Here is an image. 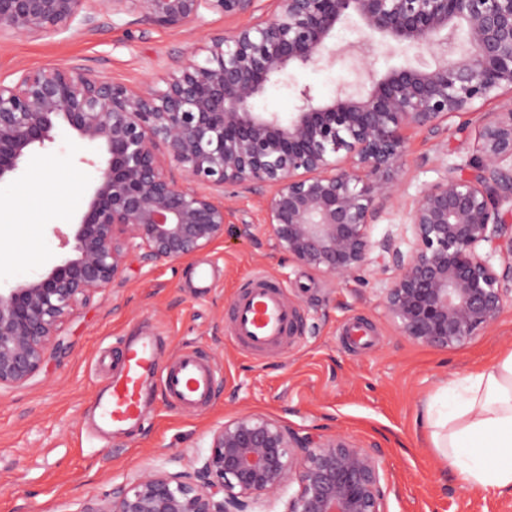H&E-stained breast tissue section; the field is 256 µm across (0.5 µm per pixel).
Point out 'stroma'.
<instances>
[{
	"label": "stroma",
	"instance_id": "1",
	"mask_svg": "<svg viewBox=\"0 0 512 512\" xmlns=\"http://www.w3.org/2000/svg\"><path fill=\"white\" fill-rule=\"evenodd\" d=\"M250 17L207 14L180 29H163L133 15L104 14L89 31L80 25L38 38L0 37V80L47 63L82 64L119 83L152 78L162 84L188 49L204 51L215 34L231 35ZM351 57L291 69L256 101L263 112L287 115L295 91L334 97L356 80ZM474 128L449 120L438 137L408 135L399 191L371 226V238H412L408 214L423 184L438 177L437 161L464 162ZM100 146L69 129L38 150L13 181L0 184V216L28 211L33 223L0 237V285L33 279L60 263L70 217L84 211L93 168L85 158ZM270 189L224 193L223 239L191 256L144 260L126 256L120 276L63 325L60 350L25 385L0 393V512H77L85 497L102 495L150 470L191 469L209 452L211 432L242 413L267 415L300 434L343 436L382 450L389 485L387 512H512V495L459 486L417 424L423 404L448 383L494 364L512 348V305L464 346L438 349L401 335L382 304L385 277L366 268L337 282L288 257L266 222ZM212 266V287H197L196 268ZM253 274L281 281L303 318L304 331L283 347L253 354L232 339L225 312ZM370 326V343H353L346 325ZM142 329L158 336L163 360L203 352L218 373L216 394L192 412L153 393L144 427L103 439L90 427L97 392L108 385L110 361L123 337Z\"/></svg>",
	"mask_w": 512,
	"mask_h": 512
}]
</instances>
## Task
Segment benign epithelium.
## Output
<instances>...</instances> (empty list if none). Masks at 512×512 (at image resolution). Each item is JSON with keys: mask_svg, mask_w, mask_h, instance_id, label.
Returning <instances> with one entry per match:
<instances>
[{"mask_svg": "<svg viewBox=\"0 0 512 512\" xmlns=\"http://www.w3.org/2000/svg\"><path fill=\"white\" fill-rule=\"evenodd\" d=\"M258 0H0V35L38 37L104 13L177 29L204 13L252 15ZM270 16L185 53L158 88L114 83L82 64L22 69L0 82V182L65 126L104 148L68 255L51 270L0 287V391L26 384L60 347L65 320L115 280L131 250L177 260L224 237L227 188L270 187L267 220L288 257L336 279L376 264L383 305L402 335L456 348L512 304V108L478 125L474 154L443 165L408 215V252L376 245L370 226L399 188L405 131L436 137L450 118L471 124L480 104L512 96V0H275ZM357 16L366 39L361 80L334 99L298 90L294 111L259 112L267 83L336 59L330 38ZM414 48L434 64L379 75L365 50ZM181 172L176 178L165 162ZM380 254L372 256L374 248ZM500 258L499 274L492 259ZM379 448L301 435L247 413L211 434L193 471L145 472L76 512H386Z\"/></svg>", "mask_w": 512, "mask_h": 512, "instance_id": "7a95c632", "label": "benign epithelium"}]
</instances>
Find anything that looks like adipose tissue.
Masks as SVG:
<instances>
[{
    "instance_id": "obj_1",
    "label": "adipose tissue",
    "mask_w": 512,
    "mask_h": 512,
    "mask_svg": "<svg viewBox=\"0 0 512 512\" xmlns=\"http://www.w3.org/2000/svg\"><path fill=\"white\" fill-rule=\"evenodd\" d=\"M417 421L462 487L512 493V350L445 388Z\"/></svg>"
}]
</instances>
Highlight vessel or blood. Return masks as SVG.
<instances>
[{
    "mask_svg": "<svg viewBox=\"0 0 512 512\" xmlns=\"http://www.w3.org/2000/svg\"><path fill=\"white\" fill-rule=\"evenodd\" d=\"M229 314L234 340L254 352L275 347L299 332L298 313L289 305L284 286L262 275L243 282ZM216 381V370L200 352L190 350L165 363L153 335L129 337L120 366L98 397L95 429L106 437L139 427L154 386H161L173 406L192 409L210 400Z\"/></svg>",
    "mask_w": 512,
    "mask_h": 512,
    "instance_id": "1",
    "label": "vessel or blood"
}]
</instances>
